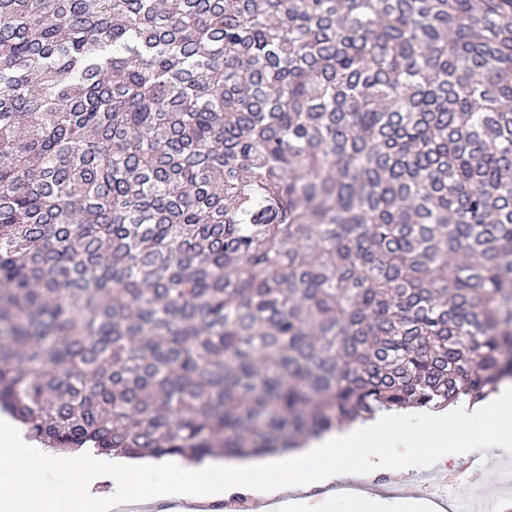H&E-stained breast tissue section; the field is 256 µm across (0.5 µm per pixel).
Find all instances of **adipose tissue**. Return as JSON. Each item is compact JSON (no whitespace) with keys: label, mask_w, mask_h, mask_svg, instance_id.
I'll use <instances>...</instances> for the list:
<instances>
[{"label":"adipose tissue","mask_w":512,"mask_h":512,"mask_svg":"<svg viewBox=\"0 0 512 512\" xmlns=\"http://www.w3.org/2000/svg\"><path fill=\"white\" fill-rule=\"evenodd\" d=\"M509 405L512 382L483 402L462 401L423 415L379 414L310 440L282 459H229L189 469L176 458L121 465L104 460L80 467L75 497L51 489L56 454L0 420V512H82L90 499L96 512H141L157 504L163 512H203L212 499L235 493L251 495L258 512H271L272 500L289 492L394 470L395 449L416 452L435 432L440 440L433 461L442 467L463 446L511 453L512 425L488 424L494 411Z\"/></svg>","instance_id":"1"}]
</instances>
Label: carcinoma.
<instances>
[{
    "instance_id": "1",
    "label": "carcinoma",
    "mask_w": 512,
    "mask_h": 512,
    "mask_svg": "<svg viewBox=\"0 0 512 512\" xmlns=\"http://www.w3.org/2000/svg\"><path fill=\"white\" fill-rule=\"evenodd\" d=\"M512 381V0H0V409L199 463Z\"/></svg>"
}]
</instances>
